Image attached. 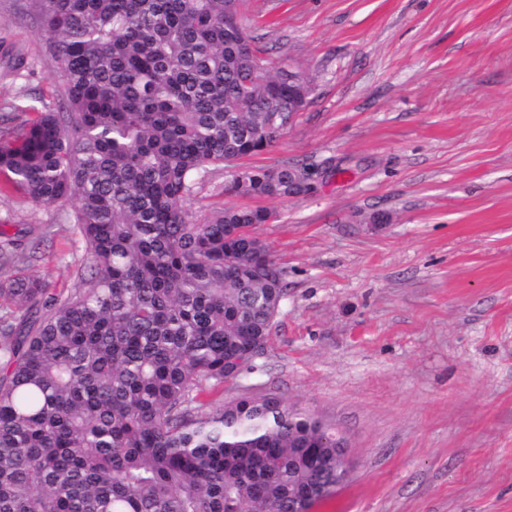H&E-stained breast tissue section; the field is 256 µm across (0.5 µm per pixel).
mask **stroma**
<instances>
[{"instance_id": "stroma-1", "label": "stroma", "mask_w": 512, "mask_h": 512, "mask_svg": "<svg viewBox=\"0 0 512 512\" xmlns=\"http://www.w3.org/2000/svg\"><path fill=\"white\" fill-rule=\"evenodd\" d=\"M271 66L313 92L254 166L312 190L257 225L286 294L253 370L211 406L272 398L344 433L351 475L314 512H512V0H247ZM65 109L34 0H0V130ZM218 169L190 209L236 204ZM74 202L0 177V229L66 296Z\"/></svg>"}]
</instances>
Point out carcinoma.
<instances>
[{
	"mask_svg": "<svg viewBox=\"0 0 512 512\" xmlns=\"http://www.w3.org/2000/svg\"><path fill=\"white\" fill-rule=\"evenodd\" d=\"M241 0H36L69 111L0 134V173L38 206L76 201L88 273L66 297L0 242V512H288L331 497L335 433L269 398L199 399L263 352L283 275L251 228L201 222L213 167L272 147L294 113ZM300 167H250L224 191L288 199Z\"/></svg>",
	"mask_w": 512,
	"mask_h": 512,
	"instance_id": "cac0c4a2",
	"label": "carcinoma"
}]
</instances>
